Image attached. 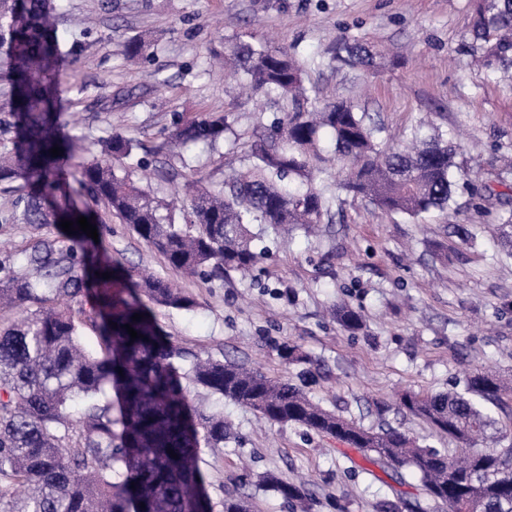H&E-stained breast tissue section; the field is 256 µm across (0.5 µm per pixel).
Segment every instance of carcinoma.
I'll return each mask as SVG.
<instances>
[{
  "instance_id": "obj_1",
  "label": "carcinoma",
  "mask_w": 512,
  "mask_h": 512,
  "mask_svg": "<svg viewBox=\"0 0 512 512\" xmlns=\"http://www.w3.org/2000/svg\"><path fill=\"white\" fill-rule=\"evenodd\" d=\"M53 0H0V53L7 58L9 113L14 137L0 149V183L23 182L15 221L39 229L86 217L98 240L78 230L60 232L68 244L37 238L0 256V512H216L200 463L205 449L224 447V413L189 404L201 389L248 408L274 424H294L362 451L401 475L415 471L429 497L448 512H512V448H487L498 405L512 387L488 373L469 376L464 391L405 394L401 406L427 422L453 448L419 447L402 430H366L327 411L298 386L224 360L179 348L158 326L144 299L190 311L195 298L163 278L127 268L112 256L97 212L79 207L86 196L102 204L174 270L204 281L230 271L251 274L261 254L253 224L289 233L331 215L337 195L315 185L327 172L321 145L330 132L334 153L349 171L338 188L374 207L418 221L432 210L458 215V191L467 205L499 202L503 251L512 255V204L489 183H476L454 162L456 147L442 136L410 131L412 149L378 150L382 129L343 99L319 101L303 85L302 69L283 48L239 41L230 64L252 93L284 112L253 141L250 163L224 189L202 180L186 184L189 205L160 213L150 188L130 181L125 161L139 148L121 134L99 141L101 157L76 153V138L61 133L58 73L67 53L56 33ZM470 56L490 76L512 71V0H474ZM332 58L368 67L373 54L341 39ZM230 130L212 112L176 122L157 146L213 144ZM63 150L57 157L49 150ZM108 272L104 279L100 274ZM332 317L346 331L361 328L345 304ZM135 314L142 315L138 321ZM141 337L133 340L124 325ZM95 333L86 348L82 333ZM177 457H172V454ZM262 483L285 500L301 487L273 473Z\"/></svg>"
}]
</instances>
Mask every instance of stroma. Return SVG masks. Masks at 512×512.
<instances>
[{"label": "stroma", "instance_id": "35a3bbf8", "mask_svg": "<svg viewBox=\"0 0 512 512\" xmlns=\"http://www.w3.org/2000/svg\"><path fill=\"white\" fill-rule=\"evenodd\" d=\"M58 32L80 52L60 71V108L70 135L94 140L119 133L145 147L174 130V116L226 114L232 131L216 146L184 158L148 157L150 186L182 201L183 184L220 189L249 163V144L277 119L265 100L239 92L232 72L209 59L238 41L290 49L320 99L343 98L386 128L378 147L405 141L421 123L457 144L456 161L478 182L512 187V82L487 76L468 55L473 0H55ZM142 59L128 60L132 39ZM377 52L373 68L332 61L337 40ZM139 169H130L140 178ZM106 241L130 267H147L192 294L191 311L154 308L171 341L221 356L302 388L325 409L377 430H406L419 445L447 447L430 426L399 407L403 393L435 394L476 372L512 378V257L494 234V214L463 209L455 236L441 212L425 222L384 213L340 194L332 223L285 239H255L261 274L232 272L206 282L171 270L116 217ZM348 302L363 319L350 333L325 315ZM299 347L300 361L278 347ZM195 406L223 412L231 434L201 465L212 500L247 499L250 512H448L404 470L394 481L362 453L297 425L270 424L238 404L191 393ZM269 472L302 477V499L285 501L261 487Z\"/></svg>", "mask_w": 512, "mask_h": 512}]
</instances>
